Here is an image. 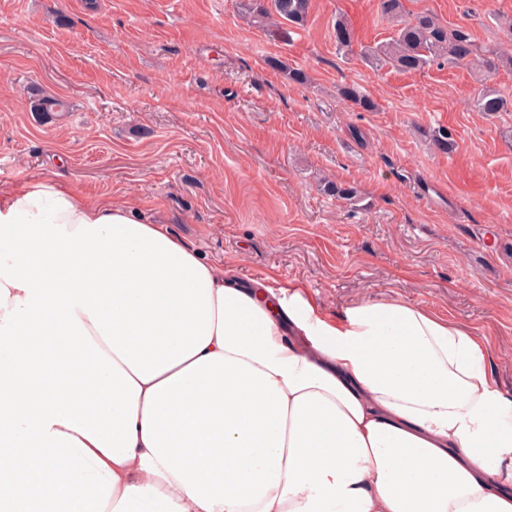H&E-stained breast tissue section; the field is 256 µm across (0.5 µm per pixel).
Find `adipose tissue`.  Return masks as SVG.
Segmentation results:
<instances>
[{"label": "adipose tissue", "instance_id": "1", "mask_svg": "<svg viewBox=\"0 0 512 512\" xmlns=\"http://www.w3.org/2000/svg\"><path fill=\"white\" fill-rule=\"evenodd\" d=\"M492 356L406 301L329 317L58 173L0 188V512H512Z\"/></svg>", "mask_w": 512, "mask_h": 512}]
</instances>
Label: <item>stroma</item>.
Listing matches in <instances>:
<instances>
[{
	"label": "stroma",
	"mask_w": 512,
	"mask_h": 512,
	"mask_svg": "<svg viewBox=\"0 0 512 512\" xmlns=\"http://www.w3.org/2000/svg\"><path fill=\"white\" fill-rule=\"evenodd\" d=\"M404 4L480 47L512 43V0ZM239 12L240 0H0V185L56 171L86 199L169 220L245 278L305 283L331 317L365 299L422 305L488 341L512 397V111L470 107L469 64L401 73L339 53L340 15L357 45L389 37L377 0H312L304 27L276 32ZM352 83L375 111L338 97ZM33 86L67 112H31ZM438 127L452 152L429 143ZM325 177L358 201L320 192ZM332 37L339 52L348 54L353 51L355 33L350 21L345 16H337L332 29Z\"/></svg>",
	"instance_id": "obj_1"
}]
</instances>
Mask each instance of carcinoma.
<instances>
[{"label":"carcinoma","instance_id":"1","mask_svg":"<svg viewBox=\"0 0 512 512\" xmlns=\"http://www.w3.org/2000/svg\"><path fill=\"white\" fill-rule=\"evenodd\" d=\"M310 10L311 0H245L242 4L243 17L263 29H278L285 23L302 27L308 20ZM377 10L383 18L393 23L394 29L387 40L364 45L360 49L364 63L375 69L391 67L401 72L413 73L423 72L434 64L453 67L475 60L485 73L493 74L506 65L512 66V56L501 49L479 54L471 35L460 27L450 28L443 25L426 12L413 17L406 16L404 0H377ZM332 37L338 51H353L355 33L345 16L336 17ZM268 64L284 73L290 82H307L305 72L288 67L286 62L278 58L268 59ZM338 94L351 106L364 112L377 109L376 101L355 84L342 85ZM471 106L478 112L491 115L508 111L509 101L499 90L483 81L472 98ZM58 107L64 108V102L60 99L41 94L33 98V110L44 116L51 115ZM428 137L440 151H450L454 146L451 134L445 127L428 133ZM322 191L326 195L348 201L356 200L357 196L355 187L330 180L323 183Z\"/></svg>","mask_w":512,"mask_h":512}]
</instances>
